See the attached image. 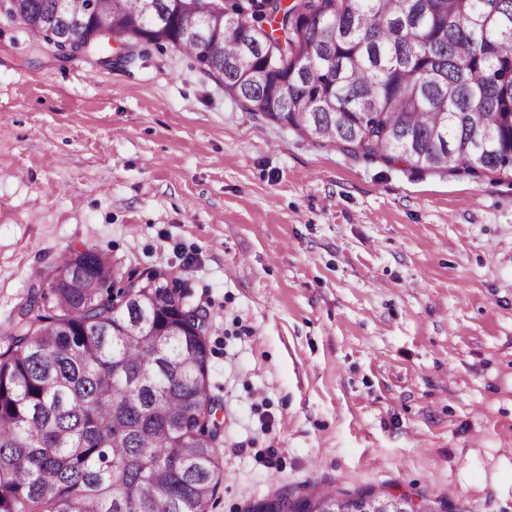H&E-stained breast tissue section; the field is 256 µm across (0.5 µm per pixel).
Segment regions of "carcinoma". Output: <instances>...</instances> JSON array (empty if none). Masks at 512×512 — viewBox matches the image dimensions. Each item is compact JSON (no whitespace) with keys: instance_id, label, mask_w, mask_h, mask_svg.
I'll return each instance as SVG.
<instances>
[{"instance_id":"1","label":"carcinoma","mask_w":512,"mask_h":512,"mask_svg":"<svg viewBox=\"0 0 512 512\" xmlns=\"http://www.w3.org/2000/svg\"><path fill=\"white\" fill-rule=\"evenodd\" d=\"M20 0L22 23L59 45L120 19L118 43L189 53L245 110L357 160L512 176V0H222L235 21L215 52L171 24L216 0ZM136 266L68 255L21 304L0 350V512H207L219 485L206 311L155 268L150 308ZM150 320L155 335L143 334ZM380 512L384 494H345ZM336 495L262 501L312 512Z\"/></svg>"}]
</instances>
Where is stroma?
Masks as SVG:
<instances>
[{
	"instance_id": "1",
	"label": "stroma",
	"mask_w": 512,
	"mask_h": 512,
	"mask_svg": "<svg viewBox=\"0 0 512 512\" xmlns=\"http://www.w3.org/2000/svg\"><path fill=\"white\" fill-rule=\"evenodd\" d=\"M88 247L208 314V512L365 489L512 512V177L357 160L176 47L64 62L0 18V344Z\"/></svg>"
}]
</instances>
